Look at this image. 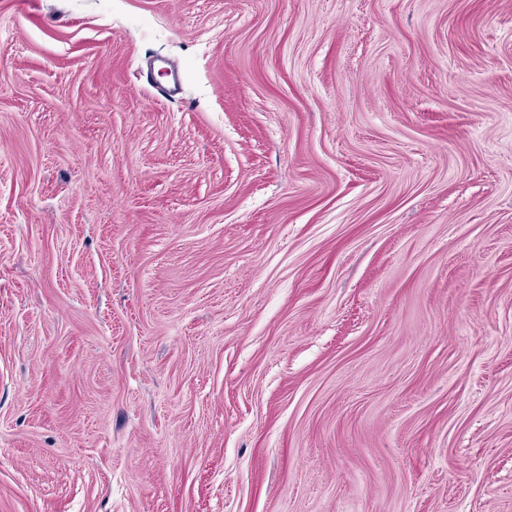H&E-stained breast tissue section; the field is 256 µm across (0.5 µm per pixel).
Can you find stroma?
I'll return each instance as SVG.
<instances>
[{"label":"stroma","instance_id":"1","mask_svg":"<svg viewBox=\"0 0 512 512\" xmlns=\"http://www.w3.org/2000/svg\"><path fill=\"white\" fill-rule=\"evenodd\" d=\"M0 512H512V0H0Z\"/></svg>","mask_w":512,"mask_h":512}]
</instances>
